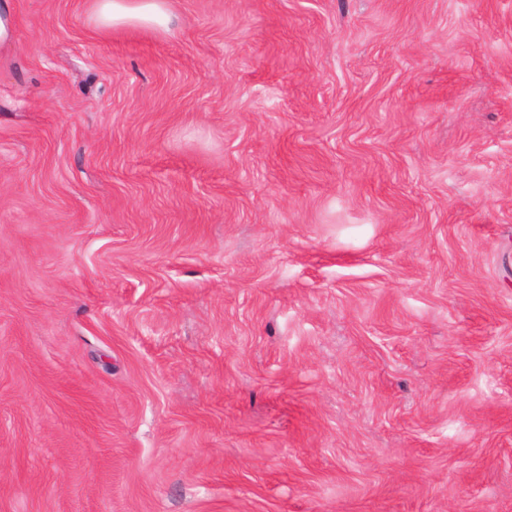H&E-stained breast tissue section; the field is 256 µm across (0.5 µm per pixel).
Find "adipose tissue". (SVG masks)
Segmentation results:
<instances>
[{
	"label": "adipose tissue",
	"mask_w": 512,
	"mask_h": 512,
	"mask_svg": "<svg viewBox=\"0 0 512 512\" xmlns=\"http://www.w3.org/2000/svg\"><path fill=\"white\" fill-rule=\"evenodd\" d=\"M99 30L145 29L168 33L172 18L171 0H91Z\"/></svg>",
	"instance_id": "obj_1"
}]
</instances>
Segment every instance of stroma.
<instances>
[{
  "label": "stroma",
  "instance_id": "obj_1",
  "mask_svg": "<svg viewBox=\"0 0 512 512\" xmlns=\"http://www.w3.org/2000/svg\"><path fill=\"white\" fill-rule=\"evenodd\" d=\"M10 6L0 512H512V0ZM96 26L104 33L145 29L159 34L170 31L171 0H91Z\"/></svg>",
  "mask_w": 512,
  "mask_h": 512
}]
</instances>
